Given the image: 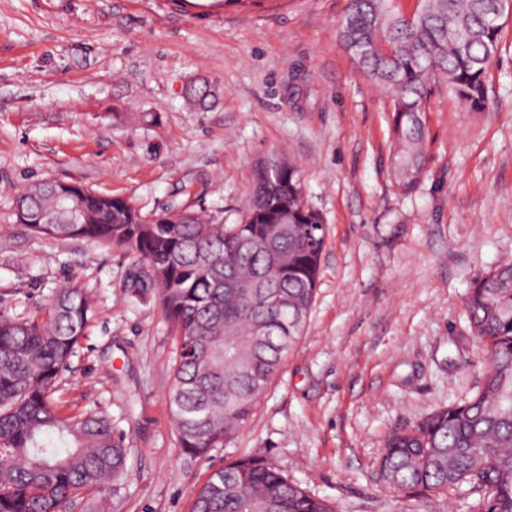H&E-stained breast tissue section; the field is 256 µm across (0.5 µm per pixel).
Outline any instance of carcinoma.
<instances>
[{
	"mask_svg": "<svg viewBox=\"0 0 512 512\" xmlns=\"http://www.w3.org/2000/svg\"><path fill=\"white\" fill-rule=\"evenodd\" d=\"M498 0H423L412 16L391 0H350L340 36L364 74L388 94L392 171L408 192L428 163L427 86L448 82L472 112L487 101V72L502 27ZM186 94L200 106L204 82ZM21 190L15 222L36 235L81 238L135 255L149 268L131 295L158 301L176 343L168 403L177 445L201 457L227 444L301 336L317 294L326 225L305 199L303 174L273 153L252 172L250 206L238 224L194 210L144 215L122 196L76 183ZM84 219L70 223L66 196ZM288 209V225L277 223ZM260 246L239 248L240 240ZM230 278L234 288L224 287ZM487 369L474 394L385 437L388 485L425 496L466 489L471 512H512V262L476 278L465 298ZM93 302L78 283L57 290L34 315H0V512H97L108 482L127 476L123 436L99 413H68L55 386L85 336ZM192 512H336L261 453L215 469Z\"/></svg>",
	"mask_w": 512,
	"mask_h": 512,
	"instance_id": "1",
	"label": "carcinoma"
}]
</instances>
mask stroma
I'll use <instances>...</instances> for the list:
<instances>
[{
	"label": "stroma",
	"instance_id": "obj_1",
	"mask_svg": "<svg viewBox=\"0 0 512 512\" xmlns=\"http://www.w3.org/2000/svg\"><path fill=\"white\" fill-rule=\"evenodd\" d=\"M0 0V313L23 318L74 279L94 315L57 396L104 412L127 477L108 512H191L217 467L262 449L338 512H470L381 481L383 439L480 381L485 352L463 304L512 260V16L471 112L431 84L427 171L398 189L391 101L339 39L349 0ZM208 82L206 108L185 88ZM302 165L325 220L306 326L226 447L192 458L168 405L175 341L158 304L131 297L134 255L30 232L17 189L49 178L129 197L142 213L205 209L238 223L254 164Z\"/></svg>",
	"mask_w": 512,
	"mask_h": 512
}]
</instances>
